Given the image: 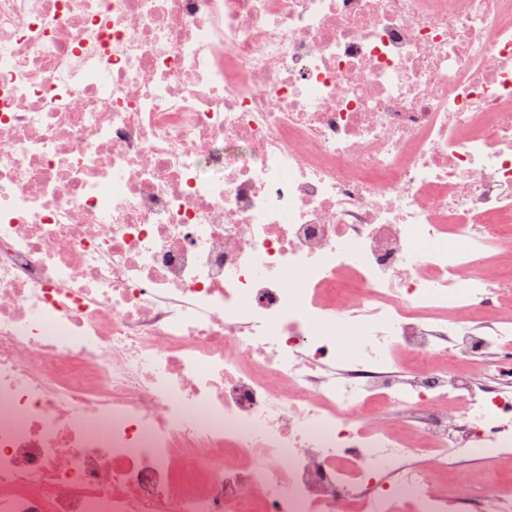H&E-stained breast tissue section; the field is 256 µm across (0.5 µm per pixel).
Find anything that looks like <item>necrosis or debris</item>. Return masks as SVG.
I'll return each mask as SVG.
<instances>
[{
  "label": "necrosis or debris",
  "mask_w": 512,
  "mask_h": 512,
  "mask_svg": "<svg viewBox=\"0 0 512 512\" xmlns=\"http://www.w3.org/2000/svg\"><path fill=\"white\" fill-rule=\"evenodd\" d=\"M512 0H0V512H512Z\"/></svg>",
  "instance_id": "necrosis-or-debris-1"
}]
</instances>
